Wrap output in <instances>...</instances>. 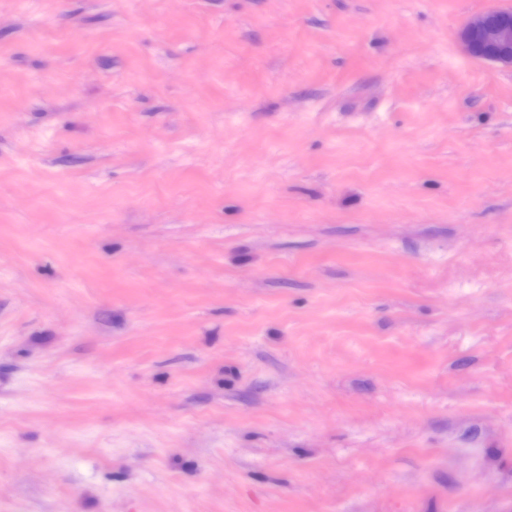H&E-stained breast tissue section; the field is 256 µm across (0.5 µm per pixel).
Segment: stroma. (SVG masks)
<instances>
[{
	"label": "stroma",
	"instance_id": "obj_1",
	"mask_svg": "<svg viewBox=\"0 0 512 512\" xmlns=\"http://www.w3.org/2000/svg\"><path fill=\"white\" fill-rule=\"evenodd\" d=\"M512 0H0V512H512ZM463 53L512 67V10L493 8L471 18L458 32Z\"/></svg>",
	"mask_w": 512,
	"mask_h": 512
}]
</instances>
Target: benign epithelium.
I'll return each instance as SVG.
<instances>
[{
	"mask_svg": "<svg viewBox=\"0 0 512 512\" xmlns=\"http://www.w3.org/2000/svg\"><path fill=\"white\" fill-rule=\"evenodd\" d=\"M457 40L470 57L512 67V10L493 8L474 16Z\"/></svg>",
	"mask_w": 512,
	"mask_h": 512,
	"instance_id": "1",
	"label": "benign epithelium"
}]
</instances>
